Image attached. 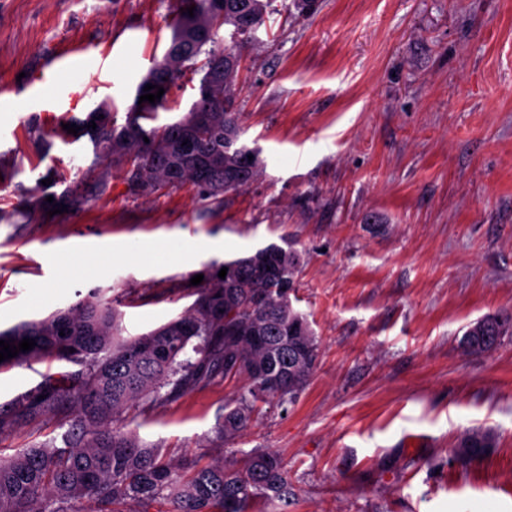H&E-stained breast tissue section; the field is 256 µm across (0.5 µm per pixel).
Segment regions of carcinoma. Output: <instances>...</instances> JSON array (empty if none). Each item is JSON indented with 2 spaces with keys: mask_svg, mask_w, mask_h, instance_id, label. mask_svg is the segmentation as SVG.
Masks as SVG:
<instances>
[{
  "mask_svg": "<svg viewBox=\"0 0 512 512\" xmlns=\"http://www.w3.org/2000/svg\"><path fill=\"white\" fill-rule=\"evenodd\" d=\"M270 0H178L173 34L163 57L153 62L139 83L164 88L155 103L133 100L125 122L116 123L98 106L77 122L78 136L89 138L94 164L89 186L78 183L57 193L37 179L38 195L29 214L38 224L55 217L47 211L64 204L79 207L111 188L109 168L120 167L130 192L142 196L164 189L193 186L197 196L214 203L224 193L249 186L262 172L257 160L240 164L241 113L232 80L240 56L223 45L221 28L231 40H249L263 24ZM195 7L194 16L186 8ZM204 82L219 76L215 96L196 102L199 111L157 126L173 88L186 75ZM96 128H90V124ZM53 197V202L46 201ZM257 254L211 262L199 273L204 280L197 298L178 317L136 336H122L121 318L112 303L84 300L43 319L0 331V340L17 345L25 338L36 346L0 362V369L32 360H64L79 366L46 379L0 406V440L24 425L54 419L69 426L68 445L43 444L0 460V512H149L154 504L174 505L171 512H246L256 498L288 506L291 482L281 456L270 449H229L223 463L193 457L179 463L160 448L140 443L117 426L133 407L161 406L180 394L203 390L217 379L234 375L243 391L224 407L219 434L226 442L243 433L255 404L268 403L288 412L313 376L319 344L307 318L296 311L282 284L296 288L300 255L292 245L276 255L281 277L260 274ZM232 266L225 278L219 271ZM491 341L466 342L471 353H487L506 335ZM495 445L488 430L468 431L454 452L466 464Z\"/></svg>",
  "mask_w": 512,
  "mask_h": 512,
  "instance_id": "cac0c4a2",
  "label": "carcinoma"
}]
</instances>
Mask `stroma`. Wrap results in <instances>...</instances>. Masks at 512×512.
<instances>
[{"mask_svg":"<svg viewBox=\"0 0 512 512\" xmlns=\"http://www.w3.org/2000/svg\"><path fill=\"white\" fill-rule=\"evenodd\" d=\"M289 2L237 46L243 138L263 161L249 188L146 197L116 169L109 194L37 224V178L67 186L94 162L62 123L101 104L124 121L176 0H0V331L95 296L142 334L193 303L205 264L291 244L292 305L320 356L288 412L260 405L235 442L278 452L295 489L247 512H512V332L490 353L461 343L512 314V0H319L304 17ZM68 368L1 369L0 405ZM241 386L138 409L125 429L221 461ZM472 429L497 442L464 466L453 450ZM66 434L22 426L0 458Z\"/></svg>","mask_w":512,"mask_h":512,"instance_id":"1","label":"stroma"}]
</instances>
